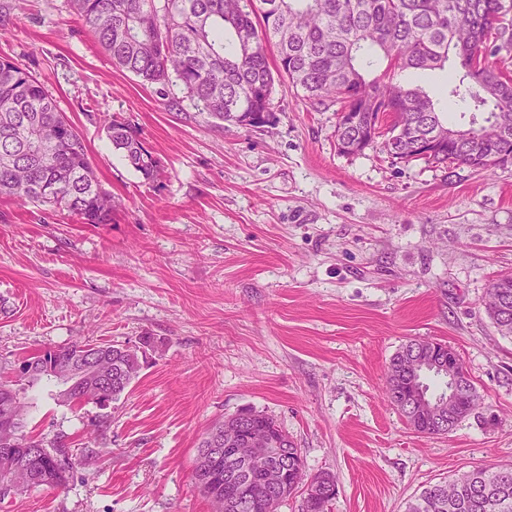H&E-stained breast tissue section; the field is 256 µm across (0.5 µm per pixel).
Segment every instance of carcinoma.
I'll list each match as a JSON object with an SVG mask.
<instances>
[{
  "mask_svg": "<svg viewBox=\"0 0 512 512\" xmlns=\"http://www.w3.org/2000/svg\"><path fill=\"white\" fill-rule=\"evenodd\" d=\"M73 13L89 27L115 68L144 85H162L174 75L209 119L261 129L275 123V83H288L313 108H336V149L357 146L360 154L374 140L397 137L404 163L433 168L464 165L478 173L512 166V0H70ZM277 51L270 64L268 47ZM499 59L500 65L488 62ZM456 69L448 76L450 97H466L469 113L448 122L422 87L400 79L411 71ZM386 64L373 78L366 71ZM115 150L139 173L155 181L161 161L138 131L112 117L105 122ZM439 140L431 154L413 150L418 139ZM25 204L37 201L65 211L81 224H108L112 196L102 189L87 145L58 108L43 83L20 63L0 57V197ZM486 312L500 335L512 338V274L495 279ZM412 351L406 343L390 359L384 395L404 408L419 434H440V423L422 409L419 385L401 373L399 362ZM104 354L122 370L127 359L112 341L73 343L25 356L15 363L34 385L49 378L54 359ZM124 372L117 384L101 389L100 406L117 401L133 383ZM478 405L465 373L455 399L463 419ZM247 430L267 432L279 445L271 462L288 461L284 487L271 491L262 475L246 476L251 507L229 503L236 489L219 481L201 489L227 503L225 512H265L270 498L285 501L311 479L316 493L304 497L302 512H327L335 497L328 473L311 478L298 472L297 445H281L287 435L259 412L245 420ZM49 456L32 464L36 486L61 487L73 463L61 438L35 437ZM406 512H512V465L478 468L429 484L407 504Z\"/></svg>",
  "mask_w": 512,
  "mask_h": 512,
  "instance_id": "1",
  "label": "carcinoma"
}]
</instances>
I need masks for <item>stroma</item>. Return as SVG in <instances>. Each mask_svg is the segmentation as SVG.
<instances>
[{
	"label": "stroma",
	"instance_id": "obj_1",
	"mask_svg": "<svg viewBox=\"0 0 512 512\" xmlns=\"http://www.w3.org/2000/svg\"><path fill=\"white\" fill-rule=\"evenodd\" d=\"M0 57L23 64L74 122L108 224L0 197V362L75 342L154 339L109 407L27 389L28 427L60 436L65 487L0 512H214L192 480L202 434L242 409L336 478L329 512H404L430 481L512 464V339L483 301L512 273V168L477 173L336 149L335 110L274 88L275 125L200 115L178 80L112 67L69 0H0ZM130 123L162 162L144 184L103 120ZM461 358L482 405L448 434H417L383 395L410 340Z\"/></svg>",
	"mask_w": 512,
	"mask_h": 512
}]
</instances>
